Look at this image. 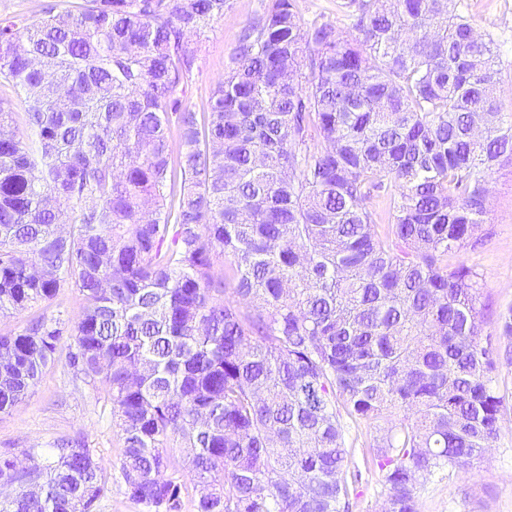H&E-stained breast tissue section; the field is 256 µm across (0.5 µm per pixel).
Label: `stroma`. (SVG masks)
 I'll return each instance as SVG.
<instances>
[{
	"mask_svg": "<svg viewBox=\"0 0 512 512\" xmlns=\"http://www.w3.org/2000/svg\"><path fill=\"white\" fill-rule=\"evenodd\" d=\"M265 0H231L223 17L201 35L191 36L197 60L188 76L185 101L193 110L207 111L212 91L230 70L231 56L241 28L261 13ZM476 32L497 46L501 80L497 92L503 111L512 113V0H464ZM488 236L483 245L449 255V263L465 262L477 275L479 303L485 307L484 334L497 348H512L496 316L512 306V165L500 168L489 185ZM83 311L79 292L61 283L48 302L22 314L0 319V328L22 332L40 314H62L65 331H72ZM58 351L31 394L10 412L0 414V454L20 458L31 448H46L59 436L78 435L94 448L106 466L119 462L123 443L112 418V401L104 381L73 378ZM507 413L494 447L486 449L470 473L448 470L420 487V512H512V364H500L493 374ZM370 429L347 423L349 470L360 478L351 487L348 512H380L386 493L384 474L369 458Z\"/></svg>",
	"mask_w": 512,
	"mask_h": 512,
	"instance_id": "35a3bbf8",
	"label": "stroma"
}]
</instances>
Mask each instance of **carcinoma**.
<instances>
[{
  "label": "carcinoma",
  "instance_id": "carcinoma-1",
  "mask_svg": "<svg viewBox=\"0 0 512 512\" xmlns=\"http://www.w3.org/2000/svg\"><path fill=\"white\" fill-rule=\"evenodd\" d=\"M266 0L203 114L187 35L229 0H84L0 19V318L84 300L67 345L109 386L113 479L146 512H343V417L373 429L382 512L470 470L503 397L476 275L492 174L512 164L500 71L462 0H343L347 29ZM176 129L179 150L170 146ZM392 222L376 230L380 202ZM219 256L231 258L218 272ZM63 320L0 330V413L55 359ZM105 466L61 437L0 455V512H94ZM0 101L3 106L9 108L12 113L11 129L16 135L27 140L29 135V125L27 121L28 107L24 96L20 94L11 83L0 80Z\"/></svg>",
  "mask_w": 512,
  "mask_h": 512
}]
</instances>
